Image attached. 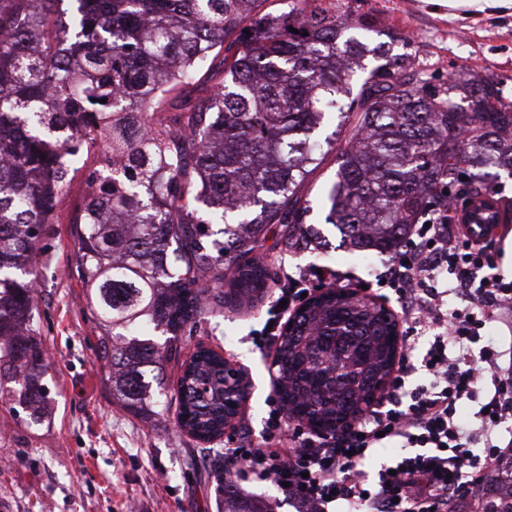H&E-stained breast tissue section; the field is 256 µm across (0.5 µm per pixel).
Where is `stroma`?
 <instances>
[{
	"mask_svg": "<svg viewBox=\"0 0 512 512\" xmlns=\"http://www.w3.org/2000/svg\"><path fill=\"white\" fill-rule=\"evenodd\" d=\"M342 13L375 17L394 38L393 50L411 56L428 87L447 85L460 73L498 82L512 103V16L475 15L451 20L429 0H342ZM88 158L71 172L65 203L46 225L36 265L38 339L50 355L46 380L55 403L50 416L35 423L0 398V512H217L218 481L213 459L176 425L174 408L156 406L134 416L112 402L105 370L96 357L99 329L75 269L73 217L88 194ZM336 171L327 155L305 183L313 209L308 224L319 229L323 246L285 247L279 226H271L267 262L279 279L291 276L316 290L314 270L340 271L350 289L378 297L376 284L386 257L340 242L318 208L321 191ZM278 281L248 308L225 306L223 315L199 323L184 338L182 355L196 343L222 346L224 357L245 374L252 390L235 422L234 437L261 444L268 403L275 399L273 352L253 343L278 294Z\"/></svg>",
	"mask_w": 512,
	"mask_h": 512,
	"instance_id": "35a3bbf8",
	"label": "stroma"
}]
</instances>
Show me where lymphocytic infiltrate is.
<instances>
[{
    "instance_id": "lymphocytic-infiltrate-1",
    "label": "lymphocytic infiltrate",
    "mask_w": 512,
    "mask_h": 512,
    "mask_svg": "<svg viewBox=\"0 0 512 512\" xmlns=\"http://www.w3.org/2000/svg\"><path fill=\"white\" fill-rule=\"evenodd\" d=\"M492 268L490 243L465 240L447 212L412 225L382 273L409 330L389 389L330 435L288 426L284 408L271 409L261 446L231 451L241 489L283 487L295 512H448L451 497L486 478L502 453L496 430L512 417V372L494 348L472 350L494 316L512 317V281ZM452 295L463 308L449 310ZM473 399L485 413L477 432L466 433L457 407ZM391 444L407 455L368 477L366 460Z\"/></svg>"
}]
</instances>
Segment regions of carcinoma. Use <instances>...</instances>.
Returning a JSON list of instances; mask_svg holds the SVG:
<instances>
[{
  "label": "carcinoma",
  "mask_w": 512,
  "mask_h": 512,
  "mask_svg": "<svg viewBox=\"0 0 512 512\" xmlns=\"http://www.w3.org/2000/svg\"><path fill=\"white\" fill-rule=\"evenodd\" d=\"M57 2L0 0V390L35 422L53 399L34 329L37 244L90 150L105 148L75 218L76 271L112 399L138 415L160 403L153 387L184 336L274 281L261 259L269 227L288 245L312 231L301 187L329 153L325 223L359 252L393 253L421 215L496 198L493 180L512 176V105L496 83L427 89L408 56L370 43L389 36L375 18L343 17L336 0L280 12L266 0H76L70 19ZM215 51L224 85L180 111V85L201 79ZM333 113L336 129L319 137ZM486 167L496 172L463 180ZM389 336L334 293L295 312L276 350L288 419L333 433L371 404L374 377L391 371ZM338 357L357 369L348 382L319 368ZM181 369L177 423L211 443L246 382L227 381L224 354L203 345ZM221 490L224 512H267L228 479ZM473 512H512V459L490 471Z\"/></svg>",
  "instance_id": "carcinoma-1"
}]
</instances>
